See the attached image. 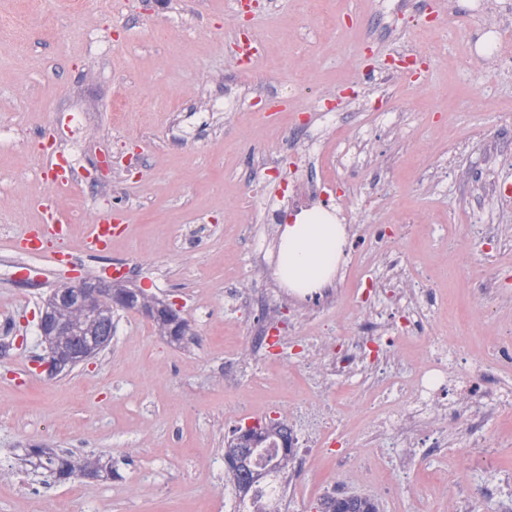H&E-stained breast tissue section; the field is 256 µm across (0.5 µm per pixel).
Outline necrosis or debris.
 <instances>
[{"label": "necrosis or debris", "mask_w": 512, "mask_h": 512, "mask_svg": "<svg viewBox=\"0 0 512 512\" xmlns=\"http://www.w3.org/2000/svg\"><path fill=\"white\" fill-rule=\"evenodd\" d=\"M249 256L237 272L238 279L250 281V288L235 289L234 294L247 312L260 313L253 330L247 358L234 356L224 361V384L235 387L239 373L263 378L271 360L312 365L331 378L374 376L378 392L399 390L404 399L399 409L385 403L374 407L385 445L391 448L399 469L412 465L418 453L438 455L444 446L441 436L456 429L467 439L471 455H479L483 441L478 435L489 419L506 409L512 401L503 398L489 377L490 367H512V334L503 333L494 341L491 366L462 367L448 370V342L435 339L428 362L414 375H407L399 355V345L422 321L424 302L436 299L437 287L426 271L416 274L414 285H399V268L386 260L375 276L377 298L363 306L360 321L343 342L334 337L335 328L324 325L321 335H301L295 325L283 324L284 311H314L333 304L339 291L326 288L318 293L300 294L264 282L255 264L268 251L267 237L243 228ZM278 417L291 436L289 445L271 439L256 448L250 458L255 478L246 493L231 492L215 503V512H293L292 503L305 475L326 456L336 460V476L322 492L343 497L351 482L380 488L382 452L364 456L353 449H336L330 438L327 418L312 415L302 418L294 411L279 409Z\"/></svg>", "instance_id": "4bbe7bcc"}]
</instances>
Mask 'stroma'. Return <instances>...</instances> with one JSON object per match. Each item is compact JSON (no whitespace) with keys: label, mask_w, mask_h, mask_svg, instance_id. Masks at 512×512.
<instances>
[{"label":"stroma","mask_w":512,"mask_h":512,"mask_svg":"<svg viewBox=\"0 0 512 512\" xmlns=\"http://www.w3.org/2000/svg\"><path fill=\"white\" fill-rule=\"evenodd\" d=\"M0 0V127L20 144L0 145V512H209L211 499L229 489L208 464L243 427L237 411L249 406L264 420L270 398L287 407L322 401L334 412V436L358 452L374 451L372 409L345 383H322L298 365L269 370L270 384L252 379L224 387V355L248 351L249 317L228 305L244 254L241 225L265 231L263 208H244V178H252L281 220L295 213L286 197L322 179L327 209L338 223L405 224L393 245L408 275L428 270L442 297L421 332L406 338L408 368L425 363L433 338L468 360L479 359L497 334L512 328V201L499 199L500 181H512V161L497 150L512 140L501 124L512 114V71L462 60L496 18L500 0H440L433 15L418 16L416 0H259L243 20L235 0ZM391 25L364 43L361 27L375 18ZM250 27L262 48L258 70L238 66L236 36ZM106 35L111 51L92 57L84 34ZM411 50L423 70L382 85L365 83L362 70L390 69ZM286 99L267 117L268 102L254 99L249 76ZM234 87L244 107L225 116L221 131L196 125L188 105L205 102L219 84ZM335 103L336 120L321 115ZM402 114L389 126L385 104ZM79 116L80 125L70 123ZM306 124L328 150L346 136L373 139L354 173L320 159L280 157L282 126ZM79 140L83 183L61 185L54 175L35 181L27 169L38 155ZM263 145L275 171L254 168L251 149ZM72 218L69 258L47 252L17 255L13 244L41 222L33 200ZM104 214L125 231L111 250L89 258L80 245ZM372 241L354 242L336 281L343 293L318 318H299L304 335L318 322L347 336L355 324L368 272L359 261ZM129 267L126 286L170 304L190 331L173 343L135 310L115 312L109 347L71 372L50 378L32 365L46 346L38 334L40 309L64 283ZM30 375L20 380L21 366ZM487 460L466 464V440L449 431L447 451L420 458L406 471L383 465L394 489L379 497L382 512H450L471 483L500 482L498 500L479 512H504L512 499V412L483 429ZM38 445L97 460L117 476L44 481L18 456ZM165 461L174 478L148 484L142 474ZM418 486L422 503L408 487Z\"/></svg>","instance_id":"obj_1"}]
</instances>
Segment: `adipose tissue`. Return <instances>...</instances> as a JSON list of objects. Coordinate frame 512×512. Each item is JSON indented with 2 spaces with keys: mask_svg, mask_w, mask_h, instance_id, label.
I'll return each mask as SVG.
<instances>
[{
  "mask_svg": "<svg viewBox=\"0 0 512 512\" xmlns=\"http://www.w3.org/2000/svg\"><path fill=\"white\" fill-rule=\"evenodd\" d=\"M348 243L345 225L327 211L295 214L279 229L276 277L298 292L326 287L336 277Z\"/></svg>",
  "mask_w": 512,
  "mask_h": 512,
  "instance_id": "ef3b65f1",
  "label": "adipose tissue"
}]
</instances>
